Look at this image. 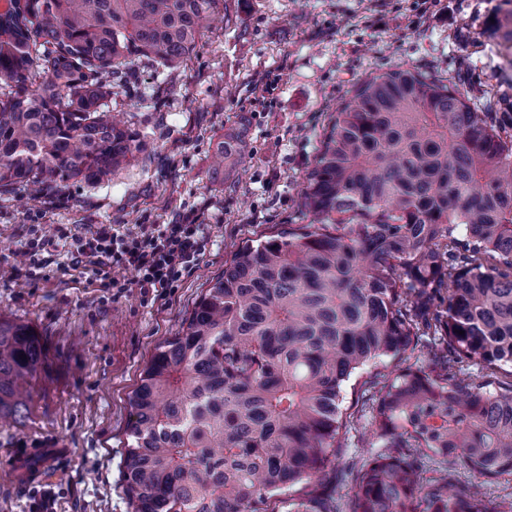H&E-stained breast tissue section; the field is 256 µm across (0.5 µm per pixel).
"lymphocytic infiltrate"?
Listing matches in <instances>:
<instances>
[{
    "label": "lymphocytic infiltrate",
    "mask_w": 512,
    "mask_h": 512,
    "mask_svg": "<svg viewBox=\"0 0 512 512\" xmlns=\"http://www.w3.org/2000/svg\"><path fill=\"white\" fill-rule=\"evenodd\" d=\"M55 239L67 246L72 265L90 269L102 287H120V271L131 270L142 297L154 301L169 294L198 266L205 248L203 227L193 210L170 224L141 225L135 233L97 224L81 234L60 227L51 238L35 225L22 253L25 275H35L41 268L44 254Z\"/></svg>",
    "instance_id": "obj_1"
}]
</instances>
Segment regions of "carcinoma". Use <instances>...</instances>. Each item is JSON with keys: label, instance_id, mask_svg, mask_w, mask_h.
I'll use <instances>...</instances> for the list:
<instances>
[{"label": "carcinoma", "instance_id": "1", "mask_svg": "<svg viewBox=\"0 0 512 512\" xmlns=\"http://www.w3.org/2000/svg\"><path fill=\"white\" fill-rule=\"evenodd\" d=\"M224 0H6L0 9V192L37 197L108 177L140 150L110 104L142 57L172 66ZM224 135L215 172L244 165ZM302 207L311 220L247 239L159 343L129 397L125 489L135 512H512L450 487L431 456L512 477V384L455 364L512 366V60L494 92L416 68L356 84L328 116ZM448 294H442V290ZM424 336L447 339L426 367ZM370 413L381 451L340 472L354 413L343 386L376 359ZM37 333L0 318V419L43 367ZM352 475L344 501L324 495Z\"/></svg>", "mask_w": 512, "mask_h": 512}]
</instances>
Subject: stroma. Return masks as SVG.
I'll return each mask as SVG.
<instances>
[{
    "label": "stroma",
    "instance_id": "35a3bbf8",
    "mask_svg": "<svg viewBox=\"0 0 512 512\" xmlns=\"http://www.w3.org/2000/svg\"><path fill=\"white\" fill-rule=\"evenodd\" d=\"M225 0L224 19L182 62L142 59L133 96L113 109L144 142L125 169L72 181L39 198L0 193V316L29 324L45 365L23 421H0V459L37 443L58 449L43 482L19 483L0 467V512H132L123 472L129 397L155 347L177 335L234 245L304 223L305 175L330 112L373 72L416 67L492 80L503 0ZM243 129L237 173L212 170L216 144ZM207 224L198 268L166 298L144 302L133 272L115 294L52 250L33 280L13 276L29 225L136 231L189 210Z\"/></svg>",
    "mask_w": 512,
    "mask_h": 512
}]
</instances>
